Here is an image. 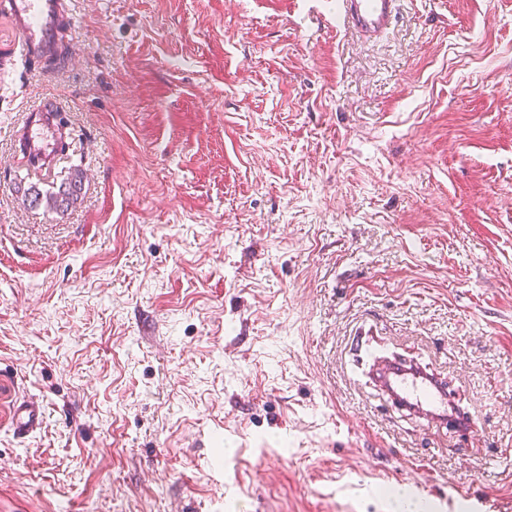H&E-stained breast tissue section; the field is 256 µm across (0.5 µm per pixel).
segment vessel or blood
Masks as SVG:
<instances>
[{"label": "vessel or blood", "mask_w": 512, "mask_h": 512, "mask_svg": "<svg viewBox=\"0 0 512 512\" xmlns=\"http://www.w3.org/2000/svg\"><path fill=\"white\" fill-rule=\"evenodd\" d=\"M336 2L343 20L364 35L380 34L391 23L394 0ZM0 9L11 17L26 59H59V37L67 19L66 0H0ZM65 139L66 129L58 121L57 105L42 104L29 114L24 156L43 166L50 164L55 145ZM372 379L391 408L415 419L423 428L473 433L471 416L457 406L453 389L438 372L411 359L378 358L372 367ZM14 419L18 437H27L41 428L43 406L36 400L21 402Z\"/></svg>", "instance_id": "b4317fda"}]
</instances>
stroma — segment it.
I'll return each mask as SVG.
<instances>
[{"label": "stroma", "instance_id": "35a3bbf8", "mask_svg": "<svg viewBox=\"0 0 512 512\" xmlns=\"http://www.w3.org/2000/svg\"><path fill=\"white\" fill-rule=\"evenodd\" d=\"M68 0L73 65L0 11V499L56 512H512V0ZM73 130L29 207L30 109ZM446 375L459 446L374 357ZM40 399L25 438L13 409ZM395 0H336L344 21L366 36L378 35L392 20ZM84 173L79 168H73L69 176L59 186H52V190L43 192L37 184H29L28 187L18 186V192L23 201L31 206H38L45 201L46 207L56 213H64L73 207L79 198L84 182Z\"/></svg>", "mask_w": 512, "mask_h": 512}]
</instances>
